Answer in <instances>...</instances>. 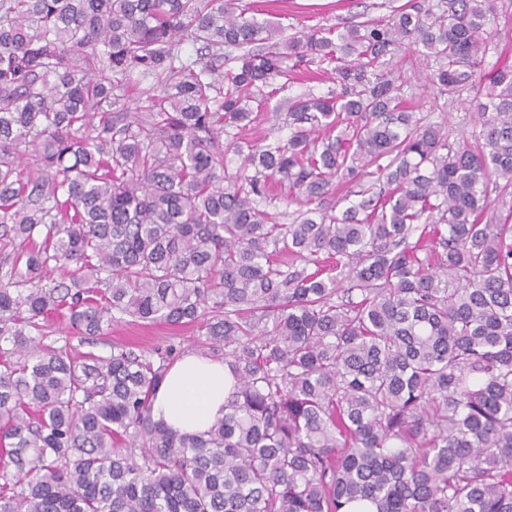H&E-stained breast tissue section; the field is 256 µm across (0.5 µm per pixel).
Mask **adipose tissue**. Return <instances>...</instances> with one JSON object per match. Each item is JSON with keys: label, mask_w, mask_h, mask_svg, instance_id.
Segmentation results:
<instances>
[{"label": "adipose tissue", "mask_w": 512, "mask_h": 512, "mask_svg": "<svg viewBox=\"0 0 512 512\" xmlns=\"http://www.w3.org/2000/svg\"><path fill=\"white\" fill-rule=\"evenodd\" d=\"M232 377L223 361L190 352L169 368L153 402V417L181 433H203L224 414Z\"/></svg>", "instance_id": "1"}]
</instances>
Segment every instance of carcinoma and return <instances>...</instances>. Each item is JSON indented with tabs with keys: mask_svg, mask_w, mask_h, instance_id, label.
Wrapping results in <instances>:
<instances>
[{
	"mask_svg": "<svg viewBox=\"0 0 512 512\" xmlns=\"http://www.w3.org/2000/svg\"><path fill=\"white\" fill-rule=\"evenodd\" d=\"M379 7L287 37L243 0H0V512H512V66L489 0ZM407 50L440 98L479 77L471 139ZM290 60L334 88L269 114ZM118 314L224 356L206 433L153 419L174 350L41 345ZM400 65L407 79L406 93L412 98L413 104L419 106L420 112H431L434 121L444 123L448 128V142L455 143L469 138L472 131L478 130L475 114L465 110L462 100L472 98L474 92L464 91L458 102L444 103L438 98L426 82V75L431 69V62L422 55L413 54L404 58L399 55ZM470 95V96H469Z\"/></svg>",
	"mask_w": 512,
	"mask_h": 512,
	"instance_id": "cac0c4a2",
	"label": "carcinoma"
}]
</instances>
